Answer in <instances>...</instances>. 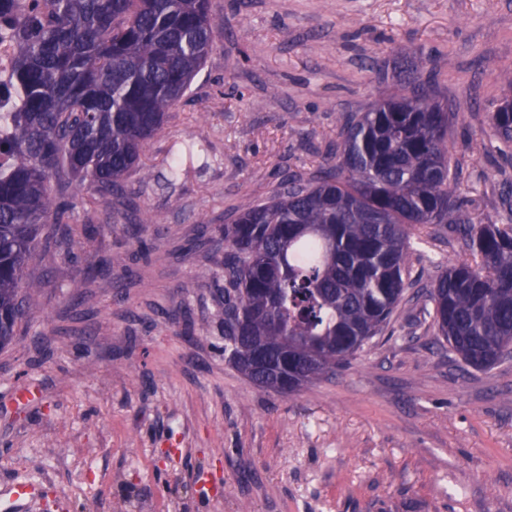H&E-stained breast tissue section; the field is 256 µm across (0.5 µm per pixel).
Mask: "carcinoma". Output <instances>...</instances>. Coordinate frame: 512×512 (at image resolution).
Returning <instances> with one entry per match:
<instances>
[{
    "label": "carcinoma",
    "instance_id": "1",
    "mask_svg": "<svg viewBox=\"0 0 512 512\" xmlns=\"http://www.w3.org/2000/svg\"><path fill=\"white\" fill-rule=\"evenodd\" d=\"M18 107L0 135V349L29 311L26 270L64 209L50 181L88 183L105 203L212 50L211 0H34L7 13ZM405 93L347 121L336 154L224 225V355L256 386L291 395L355 359L409 286L411 231L446 224L473 261L448 266L428 314L475 370L512 354V226L477 224L455 194L453 113L421 70ZM489 124L512 151V80Z\"/></svg>",
    "mask_w": 512,
    "mask_h": 512
}]
</instances>
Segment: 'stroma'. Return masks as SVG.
I'll use <instances>...</instances> for the list:
<instances>
[{"label":"stroma","mask_w":512,"mask_h":512,"mask_svg":"<svg viewBox=\"0 0 512 512\" xmlns=\"http://www.w3.org/2000/svg\"><path fill=\"white\" fill-rule=\"evenodd\" d=\"M211 3L206 64L125 182L137 224L88 186L51 188L80 243H43L0 350V504L24 484L18 512H512V358L466 366L423 309L468 254L447 225L414 230L407 303L331 378L283 396L224 358L225 224L400 94L380 71L424 65L455 114L459 196L512 224L488 120L512 79V0Z\"/></svg>","instance_id":"obj_1"}]
</instances>
